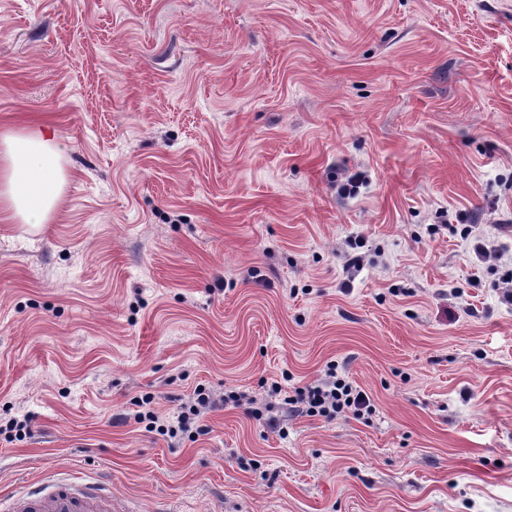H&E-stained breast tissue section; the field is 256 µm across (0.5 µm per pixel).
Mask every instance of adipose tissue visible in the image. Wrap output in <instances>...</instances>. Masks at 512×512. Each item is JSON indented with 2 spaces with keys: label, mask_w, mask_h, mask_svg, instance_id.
<instances>
[{
  "label": "adipose tissue",
  "mask_w": 512,
  "mask_h": 512,
  "mask_svg": "<svg viewBox=\"0 0 512 512\" xmlns=\"http://www.w3.org/2000/svg\"><path fill=\"white\" fill-rule=\"evenodd\" d=\"M61 151L45 129L0 132V221L47 223L61 196Z\"/></svg>",
  "instance_id": "obj_1"
}]
</instances>
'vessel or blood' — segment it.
Instances as JSON below:
<instances>
[{
	"label": "vessel or blood",
	"instance_id": "b4317fda",
	"mask_svg": "<svg viewBox=\"0 0 512 512\" xmlns=\"http://www.w3.org/2000/svg\"><path fill=\"white\" fill-rule=\"evenodd\" d=\"M0 512H112V493L98 480L61 478L1 498Z\"/></svg>",
	"mask_w": 512,
	"mask_h": 512
}]
</instances>
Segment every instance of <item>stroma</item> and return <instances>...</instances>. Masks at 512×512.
Segmentation results:
<instances>
[{
  "mask_svg": "<svg viewBox=\"0 0 512 512\" xmlns=\"http://www.w3.org/2000/svg\"><path fill=\"white\" fill-rule=\"evenodd\" d=\"M41 125L65 183L0 222V408L34 417L0 492L512 512V0H0V130ZM331 361L372 416L134 420ZM195 397L187 403H182L171 416L162 418L151 408L153 397L150 393L137 397L135 405L140 408L136 411L135 420L138 424H145L148 432H156L158 435L169 439H183L187 437L191 442L197 441L200 435L207 433L204 425L200 424L202 415L218 405L233 404V406L254 405L257 399L242 391H229L224 393L219 400L206 388L198 387Z\"/></svg>",
  "mask_w": 512,
  "mask_h": 512,
  "instance_id": "35a3bbf8",
  "label": "stroma"
}]
</instances>
